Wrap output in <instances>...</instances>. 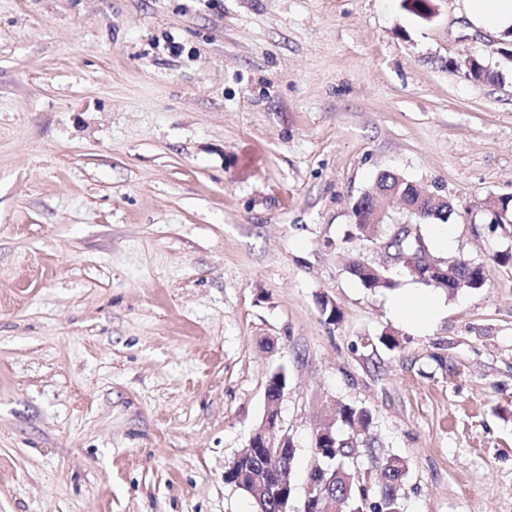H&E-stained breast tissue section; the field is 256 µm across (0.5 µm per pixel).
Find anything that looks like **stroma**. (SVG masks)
<instances>
[{
    "label": "stroma",
    "instance_id": "stroma-1",
    "mask_svg": "<svg viewBox=\"0 0 512 512\" xmlns=\"http://www.w3.org/2000/svg\"><path fill=\"white\" fill-rule=\"evenodd\" d=\"M434 6L0 0V512H253L224 473L280 366L294 512L335 404L372 415L360 478L406 461L403 512H512L511 36ZM386 171L484 269L421 329L412 279L348 269L384 259L352 232ZM373 188L380 189V191L386 194V197L393 195L406 199L412 205L408 206L407 208H409L411 212L417 214V216L420 218L427 217L429 215L428 210H432V207L437 206L432 216H428L427 218L423 219L421 224H426L431 220H438L442 223H448V220L453 214V210L450 205H440L442 203L448 204L447 199H445L443 196H440L435 192H431L430 190L421 187L423 192L418 198L417 184L405 179L396 173H382L378 176L375 184L373 185ZM362 262L355 259L350 262L348 268L350 273L359 280L363 288L373 291L376 289H393L397 286L396 281L389 276L388 271L380 269V275L372 277L365 272ZM435 308L436 303L430 296L417 291H409L391 302L395 318L411 321L419 327L431 320Z\"/></svg>",
    "mask_w": 512,
    "mask_h": 512
}]
</instances>
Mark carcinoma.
Listing matches in <instances>:
<instances>
[{
	"label": "carcinoma",
	"mask_w": 512,
	"mask_h": 512,
	"mask_svg": "<svg viewBox=\"0 0 512 512\" xmlns=\"http://www.w3.org/2000/svg\"><path fill=\"white\" fill-rule=\"evenodd\" d=\"M374 187L388 196H400L411 204L417 201V184L396 173L379 175ZM432 262L437 272L423 281L429 287L451 293L483 286L480 270L465 258L447 263L434 258ZM349 270L367 290L397 286L384 269L380 270V275L370 276L360 260L351 261ZM371 422L369 410L349 405L339 406L324 418L317 432L331 433L334 442L315 454L317 465L309 475L311 495L315 496L313 507L321 509L327 501L333 500L342 506L343 512H402L398 491L407 473L405 460L398 456L388 457L371 482L360 480L345 465L344 459L358 444L375 447V442L367 436ZM295 460L296 453L289 450L242 458L225 471L224 481L237 487L246 486L245 492L250 494L254 512H279L281 498L293 491L291 475Z\"/></svg>",
	"instance_id": "cac0c4a2"
}]
</instances>
